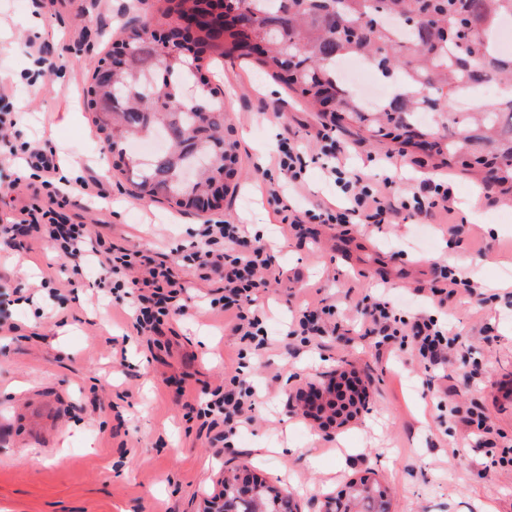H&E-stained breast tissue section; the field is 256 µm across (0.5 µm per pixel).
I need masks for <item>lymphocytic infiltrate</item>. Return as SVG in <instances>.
Returning <instances> with one entry per match:
<instances>
[{"label": "lymphocytic infiltrate", "mask_w": 512, "mask_h": 512, "mask_svg": "<svg viewBox=\"0 0 512 512\" xmlns=\"http://www.w3.org/2000/svg\"><path fill=\"white\" fill-rule=\"evenodd\" d=\"M18 121L12 113H0V171L16 158H23L47 188L48 198L22 207L13 231L52 246L70 262L73 272H80L87 262H95L104 272L98 289L110 290L126 300L137 332H159L165 319L176 312L181 295L187 293L188 281L166 262L138 249H116L102 237H91L85 225L72 223L65 212L71 199L61 195L56 186L65 158L36 140L14 147L11 137ZM314 136L322 142L329 159L325 174L334 179L344 202L338 206L319 202L303 212L296 209L293 194L304 186L305 164L300 142L282 138L269 159L282 179L269 183L268 195L281 223L295 236L306 237V226L314 221L334 228L354 224L367 229L395 224L408 216L433 224L440 214L455 211L457 200L447 180H423L417 191L403 196L396 189L394 177L373 182L365 172L347 173L344 155L336 148L334 125L317 122ZM192 256L194 272L200 279L217 274L223 280V293L216 303L229 313L233 335L254 342L257 348H269L271 340L263 331L267 315L258 304L259 293L282 276L269 247L247 240L242 225L226 219L210 220L200 226ZM355 309L351 333L371 339L380 353L396 354L412 347L419 365L427 371L447 364L448 347L459 340L458 332L441 316L422 310L412 320H403L383 291L364 297ZM255 395L246 380L232 376L227 387L214 390L200 403L197 415L205 425L213 427L221 422L228 432H235L253 411Z\"/></svg>", "instance_id": "1"}]
</instances>
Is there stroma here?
Listing matches in <instances>:
<instances>
[{
    "mask_svg": "<svg viewBox=\"0 0 512 512\" xmlns=\"http://www.w3.org/2000/svg\"><path fill=\"white\" fill-rule=\"evenodd\" d=\"M165 0H148L144 12L126 0H0V78L13 93L1 112L29 100L19 141L42 140L69 155L76 182L100 179L106 206L87 201L67 207L72 222L113 245L137 248L176 263L190 280L184 313L171 316L162 335H141L128 309L94 286L95 266L73 274L70 263L47 246L15 236L0 247V282L17 288L9 312L13 326L0 339V512H201L219 494L227 470L247 467L270 484L287 488L299 512H320L326 495L353 479L374 474L390 493V512H512V295L492 281L512 279V201L495 197L467 214L481 171L455 176L459 207L454 225L386 224L369 234L312 225L316 244L280 232L265 185L279 182L257 162L274 152L282 136L297 134L308 166L299 209L339 199L315 158L320 142L310 136L317 113L259 66L239 58L203 65L228 110L224 137L235 145V189L220 207L181 210L133 197L126 176L113 171L92 124L87 91L94 68L108 59L142 16H159ZM41 17L64 30L46 41L53 66H37L29 54L27 21ZM45 91L33 96L34 84ZM76 113L61 123L63 113ZM347 170L383 177L380 156L396 154V181L410 195L422 178L440 171L438 157L418 148L376 144L356 126L336 130ZM226 217L248 225V237L281 244L276 262L286 279L270 284L260 300L269 316L270 349L254 352L233 336L210 298L218 281L192 276L186 259L204 221ZM442 259L478 270L476 292L455 294L446 304L459 332L449 349L446 373L426 374L410 351L380 354L369 342L346 334L352 302L387 284L399 312L412 317L418 290L429 289L433 263ZM29 263L22 279L13 266ZM51 276L56 289L40 287ZM326 298L338 308L333 336L289 335V317L303 302ZM491 326L492 339L480 329ZM257 389L252 424L225 435L208 429L189 409L204 393L228 384L235 368ZM359 377L365 406L341 426L322 428L306 416L298 398L309 384H325L338 371ZM454 387L458 415L448 413L440 391ZM492 419L503 431L486 467L479 444L454 449L462 412Z\"/></svg>",
    "mask_w": 512,
    "mask_h": 512,
    "instance_id": "stroma-1",
    "label": "stroma"
}]
</instances>
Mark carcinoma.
Returning <instances> with one entry per match:
<instances>
[{
	"label": "carcinoma",
	"mask_w": 512,
	"mask_h": 512,
	"mask_svg": "<svg viewBox=\"0 0 512 512\" xmlns=\"http://www.w3.org/2000/svg\"><path fill=\"white\" fill-rule=\"evenodd\" d=\"M172 15L224 10V46L220 56L251 54L252 42L267 51L259 63L266 72L300 92L314 106L325 93L335 100L337 121L355 123L378 143L402 147L430 142L432 155L448 168L458 165L463 148L500 165V193L512 198V90L468 109H455L462 90L483 91L496 83L512 86V56L500 53L497 31L512 17V0H166ZM390 17L371 23L377 4ZM466 16L476 32L464 46L448 42L442 32ZM142 34L128 66L112 79L94 81L88 90L95 126L106 147L119 139L160 133L167 149L150 157H112V169L127 174L141 201L165 200L188 209L195 195L212 180L235 175L234 145L224 140L226 110L218 90L197 80L198 66L183 55L163 57L155 42L153 19L141 21ZM217 36L201 32L195 60L214 51ZM345 59L365 62L385 83L390 96L368 104L339 78ZM192 88L176 110L165 89ZM257 503L239 502L235 512H293L283 490L257 483ZM333 512H389L387 491L363 476L346 485L334 500Z\"/></svg>",
	"instance_id": "cac0c4a2"
}]
</instances>
